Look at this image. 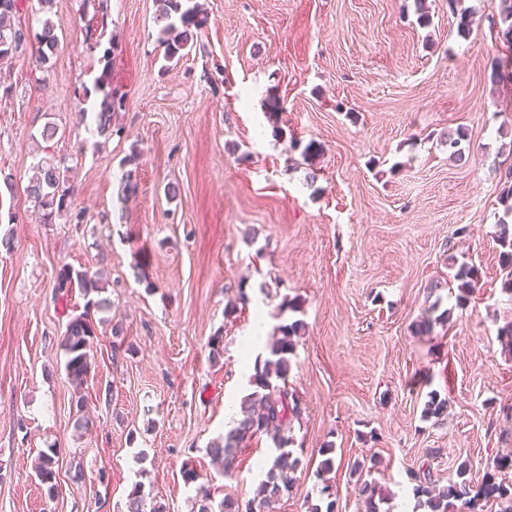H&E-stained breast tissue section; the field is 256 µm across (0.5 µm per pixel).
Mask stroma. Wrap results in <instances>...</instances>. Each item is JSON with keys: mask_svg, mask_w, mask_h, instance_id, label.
Masks as SVG:
<instances>
[{"mask_svg": "<svg viewBox=\"0 0 512 512\" xmlns=\"http://www.w3.org/2000/svg\"><path fill=\"white\" fill-rule=\"evenodd\" d=\"M198 2L207 22L171 71L156 0H93L84 15L81 0H54L63 37L48 71L28 58L4 76L0 180L14 186L0 190V512H125L138 481L147 507L192 512L187 468L214 500L252 497L270 440L244 448L231 478L206 450L250 391L245 336L261 319L307 325L288 375L304 407L292 424L303 465L274 512L319 504L327 446L334 512H364L351 466L371 456L381 512L414 504L406 472L424 465L444 480L471 461L480 484L487 462L512 456V349L498 335L512 295L496 238L512 83L489 80L512 51L490 37L496 0H461L474 12L464 38L447 0H425L426 28L414 0ZM90 24L125 95L123 132L108 140L81 116L102 69ZM48 123L59 133L46 143ZM459 130L463 165L441 141ZM46 154L69 167L84 223L40 222L25 188ZM124 162L139 179L127 202ZM462 264L477 284L460 304ZM65 266L102 272L112 301L79 393L60 341L84 299L57 293ZM434 282L451 319L419 336ZM288 300L298 311H281ZM433 393L448 402L439 419L424 413ZM80 395L93 417L84 433L72 418ZM50 448L53 499L33 472Z\"/></svg>", "mask_w": 512, "mask_h": 512, "instance_id": "1", "label": "stroma"}]
</instances>
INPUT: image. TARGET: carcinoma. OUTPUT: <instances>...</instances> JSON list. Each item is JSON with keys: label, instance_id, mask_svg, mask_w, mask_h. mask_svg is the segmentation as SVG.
Instances as JSON below:
<instances>
[{"label": "carcinoma", "instance_id": "cac0c4a2", "mask_svg": "<svg viewBox=\"0 0 512 512\" xmlns=\"http://www.w3.org/2000/svg\"><path fill=\"white\" fill-rule=\"evenodd\" d=\"M22 0H0V64L10 66L34 55L39 65L47 66L57 54L60 46L58 25L50 16L38 20V28L24 27L16 22ZM184 0H158L160 21L159 45L163 46L165 61L171 63L187 56L194 47L197 32L207 21L206 15L198 4L183 5ZM460 0H448V10L459 16L457 32L461 37L470 33L471 13L458 9ZM491 38L500 40L512 47V0H498L497 15L490 22ZM112 49L104 50L101 60L104 66L96 78L94 89H82L83 97L89 98L91 92L101 94L99 106L95 112L97 133L105 138L121 134V129L112 125V117L124 107L125 96L112 88L110 80V55ZM491 79L494 82L512 80V63L497 60L491 65ZM69 168L52 159H41L33 165V174L26 186L28 198L34 203L45 223L53 219L68 216L76 224L84 223L83 211H74V187L68 184ZM499 203L504 207V218L499 220L498 242L503 248L500 262L505 271L502 288L512 293V225L507 218L512 217V167L503 177ZM458 282L457 302H463L468 293L476 287L477 272L472 266L461 265L454 274ZM56 287L61 291L78 290L85 297L94 293L97 299H90L87 309L72 317L61 339L66 361L65 371L69 383L79 392L88 382L93 367V337L96 336L95 321L90 310L102 314L100 323L109 321L112 304L110 299L101 296L105 286L101 278L87 271H73L63 267L58 276ZM442 298L436 297L425 311V317L416 325V334L424 336L430 333L433 325L449 321L450 311L441 309ZM305 333V323L299 319L278 326L277 334L268 345L269 357L257 360L254 373L250 376L252 391L245 395L239 405L236 425L226 434L215 439L207 448L209 457L223 466L224 475H233L239 466L242 449L255 438L266 435L272 441V461L262 475L254 494L248 499L231 495L217 502L211 496L210 489L204 484H197L199 475L192 469L183 471L185 484L196 485L193 512H272L273 506L287 497L295 485L294 473L302 466L300 456L294 454L290 446L294 445L290 437L293 421L300 419L304 412L295 392L288 387V374L291 360L295 355L300 338ZM333 449H322L324 459L319 465L317 476L322 480L320 494L331 496L332 485L325 479V474L334 468L331 457ZM57 450L50 448L40 452L34 471L48 498L59 494L60 486L56 477ZM469 465L461 462L456 470V477L448 478L446 484L433 478L430 470H410L407 473L412 484V493L418 506L426 512H448L452 502L462 500L468 512H484V504L496 498L506 507L502 512H512V486L507 487L495 481L494 475H484L480 485L473 486L466 479ZM359 494L363 499L365 512H380L376 501L375 486L363 481ZM144 485L134 484L127 495V512H144Z\"/></svg>", "mask_w": 512, "mask_h": 512}]
</instances>
